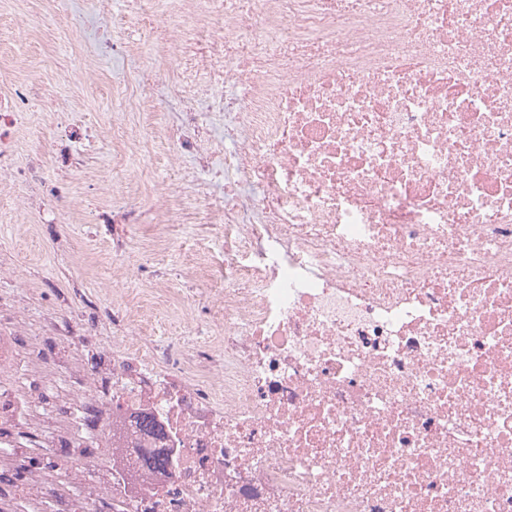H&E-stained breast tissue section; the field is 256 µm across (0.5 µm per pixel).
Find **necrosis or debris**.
Wrapping results in <instances>:
<instances>
[{
  "label": "necrosis or debris",
  "instance_id": "obj_1",
  "mask_svg": "<svg viewBox=\"0 0 512 512\" xmlns=\"http://www.w3.org/2000/svg\"><path fill=\"white\" fill-rule=\"evenodd\" d=\"M188 2L221 328L0 309L9 512H512V0Z\"/></svg>",
  "mask_w": 512,
  "mask_h": 512
}]
</instances>
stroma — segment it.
<instances>
[{"label": "stroma", "instance_id": "stroma-1", "mask_svg": "<svg viewBox=\"0 0 512 512\" xmlns=\"http://www.w3.org/2000/svg\"><path fill=\"white\" fill-rule=\"evenodd\" d=\"M192 26L159 17L134 23L123 0H0V109L20 121L0 127V298L44 321L73 310L87 333L102 330L113 298H137L147 336H176L179 311L157 310L147 274L131 262L154 225L187 232L157 261L172 290L193 287L203 265L194 230L207 205L190 195L195 154L177 149L182 103L236 93L188 47ZM168 58L162 84L146 68ZM141 203L126 224L122 197ZM128 230L129 260L112 256V231Z\"/></svg>", "mask_w": 512, "mask_h": 512}]
</instances>
